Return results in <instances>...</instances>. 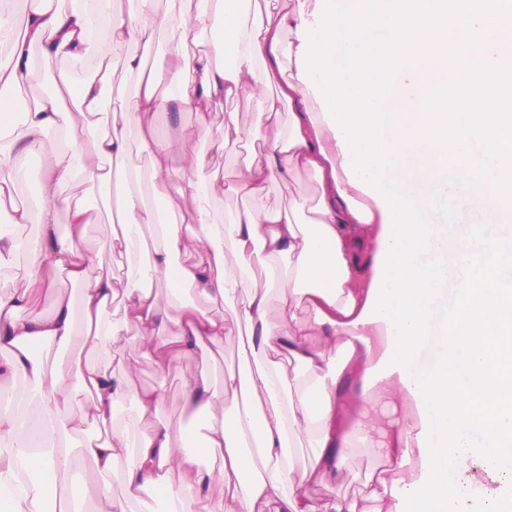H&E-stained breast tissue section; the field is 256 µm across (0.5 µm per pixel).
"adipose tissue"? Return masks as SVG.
I'll use <instances>...</instances> for the list:
<instances>
[{
    "label": "adipose tissue",
    "instance_id": "ef3b65f1",
    "mask_svg": "<svg viewBox=\"0 0 512 512\" xmlns=\"http://www.w3.org/2000/svg\"><path fill=\"white\" fill-rule=\"evenodd\" d=\"M126 16L114 15L112 0H30L23 30L0 25L8 39L0 61V210L15 226L38 223L36 239L21 241L0 231V268L24 254L25 287L0 289V392L21 380L14 409L0 411V512H75L59 484L88 458L98 476L92 512H128L131 499L149 493L162 512H321L317 490L351 478L345 459L353 442L377 448L386 467L376 478L373 512H397L392 488L417 479L421 420L411 411L413 393L400 372L351 392L347 375L366 377L387 350L385 322H363L364 306L377 275L386 216L377 201L350 184L340 146L323 116L320 100L300 82L298 28L312 19L316 0H197L194 11L158 12L155 0H132ZM169 36L164 72L147 71L143 49L157 30ZM203 43L192 53L189 43ZM137 45L126 71L137 80L134 96L112 109L103 131L93 118L102 108L104 78L72 68L99 58L102 44ZM64 66L50 73L51 102L28 106L20 123L4 108L27 78L33 52ZM440 68H402L385 108L392 133H413L421 101ZM254 128L237 138L270 137L247 164L242 178L251 201L231 223H218L214 202L231 191L219 177L201 171L224 155L229 129H217L210 153L189 155L184 139L160 138L155 116L164 101L199 112L263 84ZM166 95H159V85ZM137 130L150 156L147 173L128 164L129 132ZM62 146L48 154L39 211L13 205L25 177V161L43 153L49 134ZM188 173L175 184L176 170ZM316 174L320 197L315 216L301 223L295 208L274 209L265 201L269 183L287 182L298 171ZM77 183L101 188L113 232L99 242L130 264L122 276L94 273L86 247L95 216L72 193ZM67 214L58 232V211ZM262 275H255L254 265ZM171 290L194 289L176 315L162 310L154 283ZM279 312L270 315L274 285ZM78 292H71V285ZM52 295L51 311L39 310L41 293ZM139 331L144 355L165 372H179L207 344L230 329L246 328L247 354L263 359L256 369L228 373L215 386L200 371L183 388L197 428L167 424L136 429L116 423L122 405L138 419L155 415L164 402L159 388L139 389L130 361L117 342L126 327ZM111 349L110 363L96 361ZM85 362L66 366L57 357L73 351ZM38 419H30L31 404ZM310 436L304 466L293 462L294 438ZM50 454H38L40 445ZM219 458L203 465L201 455ZM179 483H172V472ZM120 473L124 496L108 482Z\"/></svg>",
    "mask_w": 512,
    "mask_h": 512
}]
</instances>
